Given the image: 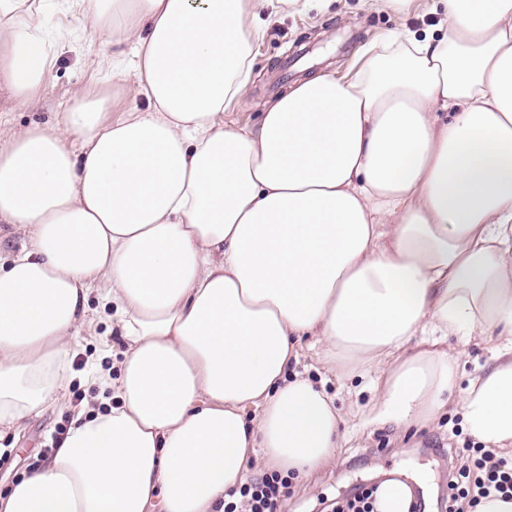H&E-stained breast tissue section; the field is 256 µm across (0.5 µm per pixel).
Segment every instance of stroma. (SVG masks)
I'll use <instances>...</instances> for the list:
<instances>
[{"mask_svg": "<svg viewBox=\"0 0 512 512\" xmlns=\"http://www.w3.org/2000/svg\"><path fill=\"white\" fill-rule=\"evenodd\" d=\"M59 0H45L48 33L69 30L61 42L56 67L46 83L38 108L22 109L6 90L0 89V122L19 128L33 122L54 120L69 104L72 92L81 87L111 96L112 88L96 83L92 59L111 58L102 42H89L80 24L57 9ZM431 0H412L404 12L388 8L385 0H333L329 9H299L285 5L279 15L262 17L263 40L255 48L250 82L242 103L226 113L227 124L254 126L264 104L289 89L306 73L343 71L364 46L378 43L400 26L421 31L436 25L439 17L430 10ZM92 328L80 331L72 341L73 375L65 389L66 399L42 414L25 420L18 431L0 437V492L40 464L55 448L70 425L77 406L101 409L102 390L88 378L91 365L118 371L120 354L112 353L99 339L112 333L111 304L101 290L88 298ZM298 372L324 384L338 406L350 414L344 429L342 450L336 463L297 483L281 507L282 512H331L334 502L373 486V474L401 468L423 478L430 490L431 512H448V456L462 452L471 439L461 426V416L446 414L436 425L417 432H399L393 423L363 426L360 413L373 399L370 378L341 380L328 374L313 351L301 358Z\"/></svg>", "mask_w": 512, "mask_h": 512, "instance_id": "35a3bbf8", "label": "stroma"}]
</instances>
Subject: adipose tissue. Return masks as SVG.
<instances>
[{
	"label": "adipose tissue",
	"instance_id": "ef3b65f1",
	"mask_svg": "<svg viewBox=\"0 0 512 512\" xmlns=\"http://www.w3.org/2000/svg\"><path fill=\"white\" fill-rule=\"evenodd\" d=\"M130 71L118 107L73 94L52 124L0 128V434L61 403L71 344L105 291L123 347L116 406L77 412L0 512H214L250 468L337 461L346 414L296 372L303 349L370 377L366 423L449 405L512 450V0H432L445 27L395 29L346 75L314 73L226 125L260 11L285 0H66ZM43 0H0V87L43 96ZM489 354L460 372L450 340ZM386 472L374 512H410Z\"/></svg>",
	"mask_w": 512,
	"mask_h": 512
}]
</instances>
